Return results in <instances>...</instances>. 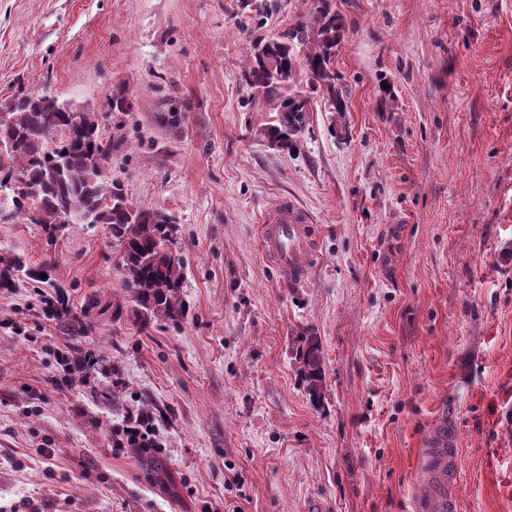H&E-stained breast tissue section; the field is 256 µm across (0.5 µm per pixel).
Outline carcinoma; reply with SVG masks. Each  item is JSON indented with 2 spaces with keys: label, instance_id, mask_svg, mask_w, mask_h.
<instances>
[{
  "label": "carcinoma",
  "instance_id": "cac0c4a2",
  "mask_svg": "<svg viewBox=\"0 0 512 512\" xmlns=\"http://www.w3.org/2000/svg\"><path fill=\"white\" fill-rule=\"evenodd\" d=\"M344 37L343 17L334 0H311L303 17L268 41L257 40L246 51L247 82L261 91L274 124L264 138L283 150L296 148L307 125L310 93L320 91L341 115L347 111L337 86L336 56ZM0 112V223L25 216L43 228L46 244L73 224H103L122 246L120 267L133 301L144 316L177 320L183 311L180 288L183 264L167 247L174 234L162 212L138 207L109 179L111 148L103 144L98 125L86 112L46 95L21 91ZM42 282L47 264L28 267L20 258L0 256V291L16 287L19 273ZM47 311L73 334L86 332L95 301L76 312L64 302L46 300ZM297 349L301 374L310 396L321 395L323 354L314 336Z\"/></svg>",
  "mask_w": 512,
  "mask_h": 512
}]
</instances>
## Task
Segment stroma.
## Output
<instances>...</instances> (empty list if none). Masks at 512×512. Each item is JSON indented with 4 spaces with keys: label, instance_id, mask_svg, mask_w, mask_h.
Listing matches in <instances>:
<instances>
[{
    "label": "stroma",
    "instance_id": "obj_1",
    "mask_svg": "<svg viewBox=\"0 0 512 512\" xmlns=\"http://www.w3.org/2000/svg\"><path fill=\"white\" fill-rule=\"evenodd\" d=\"M306 8L0 0V105L44 92L95 116L113 181L173 220L185 308L138 317L103 225L49 248L40 225L0 224V251L50 263L70 307L99 300L73 336L28 280L0 293V512H413L444 419L461 512H512V0H336L347 110L312 93L289 153L261 135L245 52ZM120 89L129 111L108 105ZM174 106L185 121L159 123ZM282 196L319 227L300 284L257 240ZM81 350L119 383L75 379L60 357ZM144 397L157 453L115 444ZM297 349L301 374L306 382L307 392L313 398L321 395L324 381L323 354L315 336H304Z\"/></svg>",
    "mask_w": 512,
    "mask_h": 512
}]
</instances>
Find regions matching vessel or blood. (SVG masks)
<instances>
[{
  "label": "vessel or blood",
  "mask_w": 512,
  "mask_h": 512,
  "mask_svg": "<svg viewBox=\"0 0 512 512\" xmlns=\"http://www.w3.org/2000/svg\"><path fill=\"white\" fill-rule=\"evenodd\" d=\"M263 254L270 258L282 276L302 282L310 275L318 249V227L292 200L279 198L270 216L259 227ZM459 450L451 425L438 428L420 460L424 492L415 512H459L456 494Z\"/></svg>",
  "instance_id": "b4317fda"
}]
</instances>
